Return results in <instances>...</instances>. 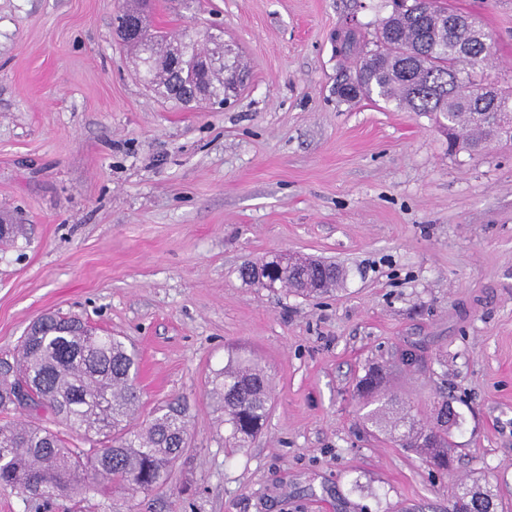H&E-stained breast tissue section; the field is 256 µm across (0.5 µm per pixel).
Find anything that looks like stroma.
<instances>
[{"instance_id": "obj_1", "label": "stroma", "mask_w": 512, "mask_h": 512, "mask_svg": "<svg viewBox=\"0 0 512 512\" xmlns=\"http://www.w3.org/2000/svg\"><path fill=\"white\" fill-rule=\"evenodd\" d=\"M449 2L495 33L488 79L512 87V0ZM123 5L0 0V212L27 231L0 249V356L76 314L137 349V423L187 408L164 490L107 485L81 512H449L476 479L512 501V140L452 154L432 116L337 97L336 31L372 36L391 0H154L165 30L223 29L247 80L221 108L139 81L112 39ZM280 252L344 281L304 297L242 279ZM232 355L272 384L241 450L207 393ZM376 364L422 418L459 413L451 471L363 422Z\"/></svg>"}]
</instances>
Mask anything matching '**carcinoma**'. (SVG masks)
I'll use <instances>...</instances> for the list:
<instances>
[{"label": "carcinoma", "instance_id": "obj_1", "mask_svg": "<svg viewBox=\"0 0 512 512\" xmlns=\"http://www.w3.org/2000/svg\"><path fill=\"white\" fill-rule=\"evenodd\" d=\"M148 0H127L116 16L145 21L142 39L124 43L137 51L140 80L163 99L186 106L189 98L170 82L173 59L157 52L167 40L151 30ZM476 19L463 14L448 0H414L394 10L377 24L375 49L359 57L353 78L336 87L349 100L377 94L406 112L432 114L437 124L451 117L449 126L472 150L488 140L509 136L497 123L501 112H512V90L498 89L488 97H471L460 85L488 82L486 69L491 45L476 39ZM177 47L196 56L205 52L201 40L182 36ZM238 66L226 64L199 72L188 68L181 83L203 86L207 99L224 106V94L235 80ZM343 270L332 263L319 268L297 258L284 273L289 291L307 296L336 290ZM38 336L20 341L13 361H0V413L18 410L16 389L25 383L29 410L48 411L90 448L71 443L65 435L29 423L0 422V488L10 489L29 502L66 497L80 501L95 490L97 480L131 494L153 492L168 485L173 467L187 444L188 418L184 408L168 405L156 411L145 426L134 422L140 394L136 379L138 354L120 336L98 334L77 316L47 313L38 319ZM209 394L224 414V444L250 446L270 411L271 379L253 359H228L208 381ZM360 395L380 405L364 419L390 430L401 447L420 454L438 471L452 463V429L458 415L443 401L425 421L412 407L386 419L381 413L394 405L384 389V374L372 370L360 381ZM457 494L468 495L474 512H498L512 507L498 491L475 480L462 484Z\"/></svg>", "mask_w": 512, "mask_h": 512}]
</instances>
